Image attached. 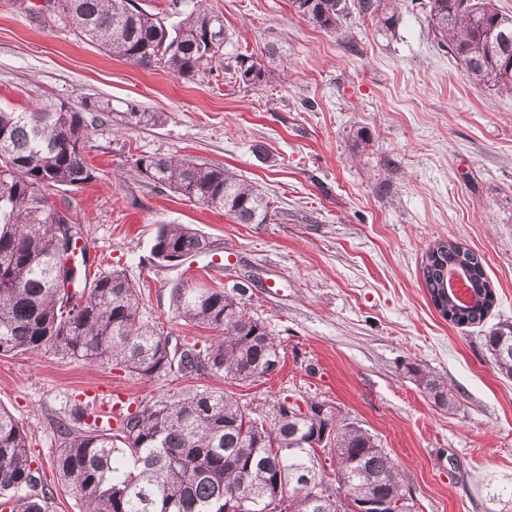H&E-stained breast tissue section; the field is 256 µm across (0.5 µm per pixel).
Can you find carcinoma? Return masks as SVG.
Returning a JSON list of instances; mask_svg holds the SVG:
<instances>
[{
    "instance_id": "cac0c4a2",
    "label": "carcinoma",
    "mask_w": 512,
    "mask_h": 512,
    "mask_svg": "<svg viewBox=\"0 0 512 512\" xmlns=\"http://www.w3.org/2000/svg\"><path fill=\"white\" fill-rule=\"evenodd\" d=\"M128 0H54L55 20L104 54L143 68L166 69L193 78L220 61L223 46L208 33L224 31L207 0L175 21ZM294 10L315 26L338 32L347 0H292ZM437 42L448 48L469 77L493 87L512 85V15L492 0H425ZM257 66L237 55L224 66L231 79ZM114 108L91 101L79 110L37 104L25 112L0 110V355L53 352L88 364L117 366L144 380L169 376L222 375L238 383L271 373L280 347L265 324L244 308L247 289L179 288L175 302L186 322L215 332L199 349L169 347V336L141 323L140 288L121 271L100 274L86 293L65 297L59 287L60 249L55 225L76 228L69 212L49 203L48 191L79 189L94 168L85 156L92 132L112 126ZM155 112L127 105L124 126L156 125ZM133 166L144 178L237 224H264L270 202L235 172L198 164L189 157L140 154ZM423 268L432 303L444 300L448 269L454 267L484 302L465 307L450 323L480 326L495 299L481 257L454 241L435 244ZM212 248L185 224L160 227L155 259H187ZM484 345L498 371L512 378V324L491 326ZM438 408L452 410L457 397L418 366H406ZM117 427L98 423L68 428L56 451L57 482L80 512H265L274 502L287 512H339L336 491L355 502L381 494L409 501L397 463L378 438L318 399L294 404L277 399L258 412L226 392L200 388L141 401L116 414ZM329 429L318 458L312 441ZM330 474H325V470ZM53 489L27 449L20 422L0 407V506L10 512H53Z\"/></svg>"
}]
</instances>
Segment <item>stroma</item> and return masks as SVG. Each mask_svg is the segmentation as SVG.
Returning a JSON list of instances; mask_svg holds the SVG:
<instances>
[{
    "mask_svg": "<svg viewBox=\"0 0 512 512\" xmlns=\"http://www.w3.org/2000/svg\"><path fill=\"white\" fill-rule=\"evenodd\" d=\"M38 5L0 0V109L97 99L163 116L96 131L86 152L94 180L49 195L80 226L88 274L123 271L141 289L142 322L202 346L213 334L178 317L175 289L247 282V311L284 359L237 384L140 380L54 353L0 356V405L26 429L31 458L51 470L78 406L104 412L122 395L206 387L259 411L315 398L378 438L418 512H499L492 494L512 485V378L485 350L483 327L440 317L422 268L435 243L466 245L497 292L488 324L512 323V87L473 82L438 46L420 0L351 11L338 34L290 0H208L229 35L223 56L264 67L255 86L220 68L186 79L112 59L36 17ZM136 154L229 168L259 185L270 217L237 224L184 200L139 175ZM164 224L192 225L213 251L159 263L151 248ZM410 363L443 380L456 408L429 401Z\"/></svg>",
    "mask_w": 512,
    "mask_h": 512,
    "instance_id": "stroma-1",
    "label": "stroma"
}]
</instances>
